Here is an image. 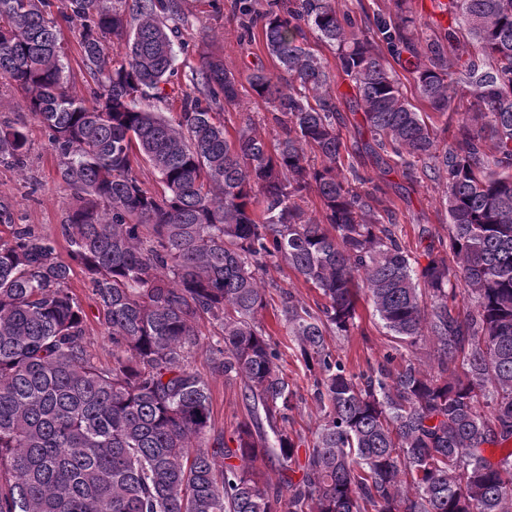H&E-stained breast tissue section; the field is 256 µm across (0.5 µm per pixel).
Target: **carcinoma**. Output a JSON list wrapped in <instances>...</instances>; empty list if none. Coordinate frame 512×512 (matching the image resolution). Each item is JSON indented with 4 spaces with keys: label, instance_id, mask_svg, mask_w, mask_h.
I'll use <instances>...</instances> for the list:
<instances>
[{
    "label": "carcinoma",
    "instance_id": "obj_1",
    "mask_svg": "<svg viewBox=\"0 0 512 512\" xmlns=\"http://www.w3.org/2000/svg\"><path fill=\"white\" fill-rule=\"evenodd\" d=\"M47 2L0 0V78L77 194L62 235L91 280L112 363L88 349L72 265L0 201L12 229L0 239V512H512V0H448V27L423 43L406 16L358 20L335 0H230L279 70L248 77L281 129L271 148L248 123L227 138L213 109L240 104L238 80L214 52L200 54L175 116L144 107L170 97L181 0H136L131 29L119 0H67L96 82L90 102L67 85ZM307 28L353 84L346 106L371 134L361 152L447 173L448 241L428 244L419 270L395 211L361 189L358 170L340 173L339 99ZM110 35L126 37L117 65ZM469 45L482 60H467L461 87L452 75ZM392 59L433 112L470 97L444 148ZM27 156L25 129L0 121V165L21 169ZM140 159L161 192L142 187ZM311 191L318 222L301 205ZM270 264L323 299L313 311L285 291L280 310L324 412L302 464L304 440L287 428L299 395L260 321ZM460 284L475 302L467 316ZM361 291L401 345L432 342L436 367L408 359L393 371L389 354L346 368L325 336L356 326ZM204 315L222 330L207 345L213 368L242 383L248 419L233 448L208 437L209 386L190 366ZM272 458L274 483L255 468Z\"/></svg>",
    "mask_w": 512,
    "mask_h": 512
}]
</instances>
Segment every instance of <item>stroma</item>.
<instances>
[{
    "label": "stroma",
    "mask_w": 512,
    "mask_h": 512,
    "mask_svg": "<svg viewBox=\"0 0 512 512\" xmlns=\"http://www.w3.org/2000/svg\"><path fill=\"white\" fill-rule=\"evenodd\" d=\"M337 6L359 17L366 13L386 18L396 17L401 12L408 14L415 20L413 36L420 41L428 38L436 28L431 0H337ZM183 9L185 20L180 25V40L187 45L188 51L178 56L177 83H184L190 77L192 68L198 63L199 51L209 50L219 54L225 67L240 80L241 97L247 103V109L243 112L234 109L221 111L220 119L228 134L236 133L242 124L243 114L247 113L251 116L256 135L267 145H274L280 130L272 120L271 108L264 101L253 98L246 82L250 70L256 65H264L270 72L275 69L262 36L252 39L242 36L224 0H183ZM47 11L61 21L60 40L69 86L83 93L88 92L94 87L95 81L82 62L77 42V23L62 19L66 12V0H48ZM0 119L24 126L29 138L25 170L0 165V200L13 205L20 223L32 225L38 233L55 239L58 259L69 261L70 248L61 236L60 226L64 224L68 211L75 206L77 197L60 179L44 130L22 103L20 95L5 82H0ZM343 163L359 169L371 177L374 184L383 188L394 204L402 245L419 265H426L424 246L418 238L419 228L429 229L435 237L444 239L448 236V213L442 203L446 185L444 175L431 171L425 173L417 167L408 168L392 158L377 165L354 151L344 155ZM262 280L268 286L267 296L270 300L263 320L271 328H275L276 316L280 312L281 290L291 291L301 304L310 308L320 299L317 290L288 269L268 267ZM71 290L87 314L86 334L92 353L99 363H111L112 344L98 322L91 284L82 269L74 270ZM358 313L357 326L349 335H330L326 338L336 357L354 371L377 365L386 353L394 352L397 346L374 316L367 297H360ZM276 339L282 352L281 364L290 382L303 397L299 408L293 413L292 428L303 437H311L320 417L310 397L312 382L297 359L288 336L277 331ZM191 365L209 384L211 436L232 438L238 423L247 416L241 398V383L225 379L222 373L213 371L205 351H196Z\"/></svg>",
    "instance_id": "stroma-1"
}]
</instances>
